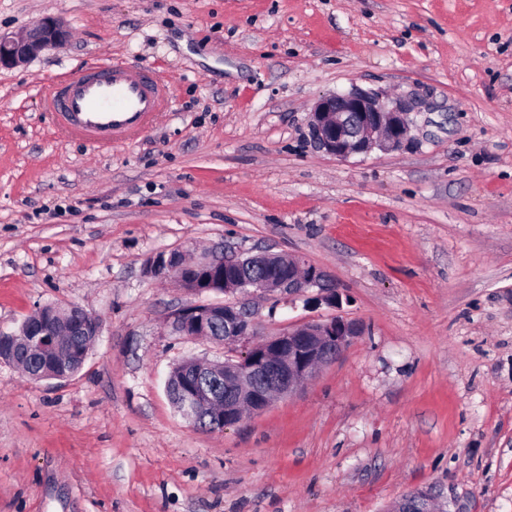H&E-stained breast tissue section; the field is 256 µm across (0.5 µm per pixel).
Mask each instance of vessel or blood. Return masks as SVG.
<instances>
[{"instance_id": "vessel-or-blood-1", "label": "vessel or blood", "mask_w": 512, "mask_h": 512, "mask_svg": "<svg viewBox=\"0 0 512 512\" xmlns=\"http://www.w3.org/2000/svg\"><path fill=\"white\" fill-rule=\"evenodd\" d=\"M40 92L60 131L101 148L142 134L170 107L169 85L160 75L112 59L43 85Z\"/></svg>"}]
</instances>
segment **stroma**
Wrapping results in <instances>:
<instances>
[{
  "mask_svg": "<svg viewBox=\"0 0 512 512\" xmlns=\"http://www.w3.org/2000/svg\"><path fill=\"white\" fill-rule=\"evenodd\" d=\"M62 45L0 69V333L47 305L96 315L83 368L0 360V512H512V0H0ZM104 59L152 68L170 111L104 151L40 88ZM361 88L413 103L396 151L315 148L308 114ZM215 245L300 256L340 309L253 295L266 339L334 315L362 335L221 432L164 382L222 345L172 332L222 303L143 273ZM437 495L428 490L410 492L392 501L386 512H434L433 506Z\"/></svg>",
  "mask_w": 512,
  "mask_h": 512,
  "instance_id": "stroma-1",
  "label": "stroma"
}]
</instances>
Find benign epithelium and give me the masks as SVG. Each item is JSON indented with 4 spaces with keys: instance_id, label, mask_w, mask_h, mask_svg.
Returning <instances> with one entry per match:
<instances>
[{
    "instance_id": "obj_1",
    "label": "benign epithelium",
    "mask_w": 512,
    "mask_h": 512,
    "mask_svg": "<svg viewBox=\"0 0 512 512\" xmlns=\"http://www.w3.org/2000/svg\"><path fill=\"white\" fill-rule=\"evenodd\" d=\"M67 36V30L53 17L39 20L21 36L0 34V67H13L30 60ZM410 112L411 108L404 102L396 100L388 105L375 92L359 88L332 92L321 96L309 113V136L318 150L339 160L375 149L395 151L407 139ZM183 255L182 251L157 253L147 259L145 272L151 278H172L188 289L192 279H199L219 266H253L274 257L267 251L227 255L224 247L215 246L188 267ZM252 288L265 295L288 298L303 296L315 288L316 300L337 308L342 304L326 272L295 256L288 257L287 274L254 282L233 277L224 293L245 295ZM74 310L81 318L66 324L48 317V307L44 306L11 337L18 344L46 355L68 349L70 343L63 341L64 335L99 336L100 319L81 307L76 306ZM170 325L180 335L229 346L222 361L186 360L192 377L177 402L182 416L192 426L205 421L214 432L237 424L243 407L258 413L272 404L273 396L291 395L361 335L357 323L337 316L255 340L253 312L249 303L240 300L187 306L174 314ZM236 344L241 349H235ZM436 499L437 495L431 491H413L391 502L386 512H434Z\"/></svg>"
}]
</instances>
